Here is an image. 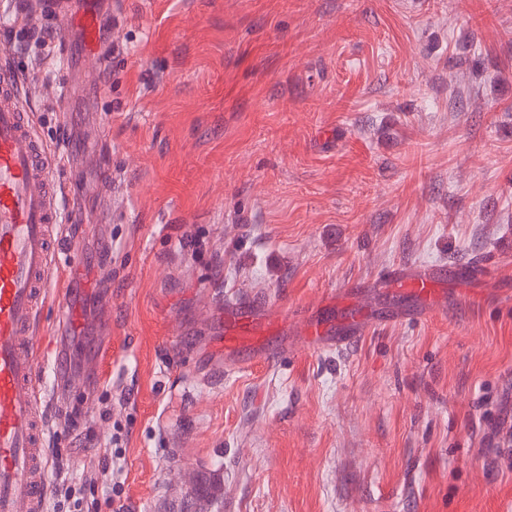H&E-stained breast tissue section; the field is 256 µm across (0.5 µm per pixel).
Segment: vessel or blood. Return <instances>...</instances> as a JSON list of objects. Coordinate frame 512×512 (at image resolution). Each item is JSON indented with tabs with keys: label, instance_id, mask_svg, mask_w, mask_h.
Listing matches in <instances>:
<instances>
[{
	"label": "vessel or blood",
	"instance_id": "b4317fda",
	"mask_svg": "<svg viewBox=\"0 0 512 512\" xmlns=\"http://www.w3.org/2000/svg\"><path fill=\"white\" fill-rule=\"evenodd\" d=\"M80 27L85 58L98 60L99 17L94 0L85 10L64 17ZM49 151L38 137L32 117L20 101L14 71L0 65V512H45L47 485L42 392L37 387V358L26 338L32 335L53 267L61 213L48 169ZM490 261L476 258L445 267L396 268L382 280L406 288L420 302L416 317L439 310L438 287L458 279L483 287ZM307 342L351 345L370 321L358 305L335 311L333 296L313 308L299 309ZM259 309L247 302L224 303V356L246 367L274 361L282 352L278 338L291 316Z\"/></svg>",
	"mask_w": 512,
	"mask_h": 512
}]
</instances>
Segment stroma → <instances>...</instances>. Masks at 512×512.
<instances>
[{"label":"stroma","mask_w":512,"mask_h":512,"mask_svg":"<svg viewBox=\"0 0 512 512\" xmlns=\"http://www.w3.org/2000/svg\"><path fill=\"white\" fill-rule=\"evenodd\" d=\"M27 2L52 54L11 39L15 0L0 52L82 255L33 337L48 485L81 488L60 512H512V0H109L101 73L57 0ZM475 257L481 306L450 282L390 321L416 301L383 271ZM351 285L377 314L357 344L225 363V297Z\"/></svg>","instance_id":"stroma-1"}]
</instances>
